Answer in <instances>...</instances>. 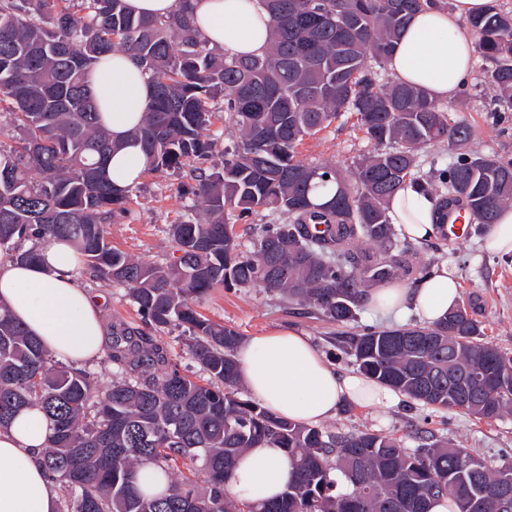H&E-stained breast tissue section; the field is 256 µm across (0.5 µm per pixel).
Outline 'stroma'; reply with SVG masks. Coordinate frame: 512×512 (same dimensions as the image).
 I'll use <instances>...</instances> for the list:
<instances>
[{
	"label": "stroma",
	"instance_id": "obj_1",
	"mask_svg": "<svg viewBox=\"0 0 512 512\" xmlns=\"http://www.w3.org/2000/svg\"><path fill=\"white\" fill-rule=\"evenodd\" d=\"M489 66V60L476 57L473 72L465 83L466 91L458 95L452 114L465 119L471 127L469 149L512 161V112L505 113L501 120L491 119L489 110L495 91L483 81ZM373 149L357 126L355 115L348 112L327 129L306 139L300 147L305 158L331 162L346 175L351 174L359 158ZM181 180L178 172L144 174L136 185L130 213L106 227L113 247L149 263L175 262L177 252L170 228L186 219L191 204L190 199L176 192ZM411 254L419 265L445 262L457 269L462 282L460 298L471 304V314L482 322L487 340L512 353V262L487 253L478 234L462 240L439 237L428 244L416 243ZM79 276L96 302L104 324L118 319L139 324L127 288L93 277L84 266L80 267ZM200 310L210 320L234 327L246 339L277 328L294 329L306 336L337 370L358 369L355 358L341 353L335 346L337 325L307 314L262 289H215ZM322 428L330 433L376 431L396 437L410 448L417 446L416 435L425 429L474 451L488 463L512 462V415L487 424L456 410L432 414L423 407L413 410L407 398L402 397L380 410L343 405L335 417L323 422Z\"/></svg>",
	"mask_w": 512,
	"mask_h": 512
}]
</instances>
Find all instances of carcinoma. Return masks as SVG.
<instances>
[{
	"label": "carcinoma",
	"mask_w": 512,
	"mask_h": 512,
	"mask_svg": "<svg viewBox=\"0 0 512 512\" xmlns=\"http://www.w3.org/2000/svg\"><path fill=\"white\" fill-rule=\"evenodd\" d=\"M175 0L165 17L135 15L125 0H0V112L20 132L0 147V250L34 262L40 244L66 239L95 277L129 290L141 324L112 323L108 358L117 378L105 391L83 369L51 365L39 338L0 307V427L37 407L50 424L41 463L61 512H431L443 498L472 512L470 498L496 490L477 512H512V468L487 465L433 433L407 448L374 431L332 434L271 414L240 397L242 334L196 310L217 288L258 287L338 324L355 320L372 283L420 280L408 242L388 217L408 182L435 202L463 199L485 232L512 205V161L467 149L470 129L423 89L385 77L412 15L444 0H260L271 22L267 51L229 56L212 47ZM495 67L492 115L512 112V13L491 4L466 21ZM129 54L154 97L134 132L151 173L191 168L205 218L170 228L178 261L158 265L113 247L105 225L127 216L133 188L105 174L117 149L100 126L86 85L101 57ZM374 64H369V61ZM227 115L238 140L212 162V116ZM345 112L380 150L347 177L300 156L304 139ZM446 142L455 154L423 177L416 154ZM279 215L242 250L237 224ZM188 332L208 374H181L153 332ZM337 348L359 369L412 403L461 410L494 422L512 413V356L488 342L458 303L440 320L342 332ZM264 442L284 449L293 475L283 493L241 502L227 486L238 457ZM192 476L170 480L179 462ZM151 465L169 478L151 497L136 485Z\"/></svg>",
	"instance_id": "1"
}]
</instances>
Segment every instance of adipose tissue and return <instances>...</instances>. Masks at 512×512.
I'll list each match as a JSON object with an SVG mask.
<instances>
[{"label":"adipose tissue","mask_w":512,"mask_h":512,"mask_svg":"<svg viewBox=\"0 0 512 512\" xmlns=\"http://www.w3.org/2000/svg\"><path fill=\"white\" fill-rule=\"evenodd\" d=\"M489 0H451L449 8L417 13L407 25L388 68L399 82L425 89L441 104L456 101L471 71L474 40L465 20L485 11ZM195 26L211 45L233 56L264 53L270 20L258 0H188ZM101 119L118 151L106 170L120 188L135 185L146 166L133 132L153 88L135 61L115 52L89 76ZM432 197L406 183L389 201L390 221L408 240L435 236ZM79 259L65 241H52L34 264L0 257V306L33 335L55 359L80 365L97 358L105 344L99 311L78 274ZM460 281L447 265L433 267L414 286L392 282L370 290L368 304L393 316L412 311L434 322L453 306ZM240 378L252 396L272 413L317 425L345 404L386 408L396 392L361 374H344L328 364L311 342L291 329H276L239 345ZM49 424L39 408L15 415L0 429V512H58L41 456ZM292 476L282 449L259 445L238 460L229 490L236 499L260 503L280 494Z\"/></svg>","instance_id":"ef3b65f1"}]
</instances>
